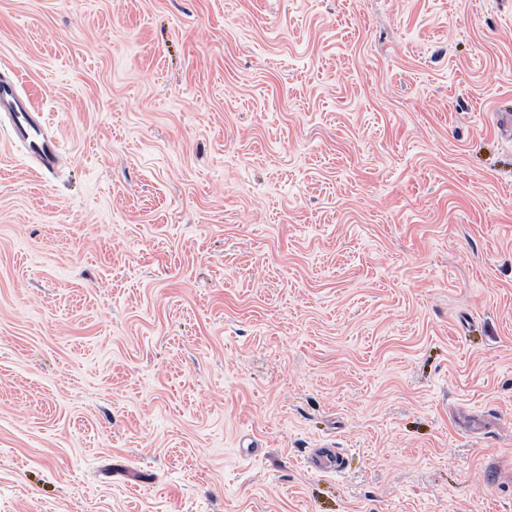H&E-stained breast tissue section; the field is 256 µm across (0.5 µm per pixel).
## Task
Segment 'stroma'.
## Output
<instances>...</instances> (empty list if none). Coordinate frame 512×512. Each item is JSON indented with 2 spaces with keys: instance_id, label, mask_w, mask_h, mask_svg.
Instances as JSON below:
<instances>
[{
  "instance_id": "35a3bbf8",
  "label": "stroma",
  "mask_w": 512,
  "mask_h": 512,
  "mask_svg": "<svg viewBox=\"0 0 512 512\" xmlns=\"http://www.w3.org/2000/svg\"><path fill=\"white\" fill-rule=\"evenodd\" d=\"M0 61L62 145L0 139V512H512V0H0ZM307 463L322 472H339L342 469L343 457L334 445H325V448H314L307 457Z\"/></svg>"
}]
</instances>
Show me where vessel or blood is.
I'll use <instances>...</instances> for the list:
<instances>
[{
  "instance_id": "obj_1",
  "label": "vessel or blood",
  "mask_w": 512,
  "mask_h": 512,
  "mask_svg": "<svg viewBox=\"0 0 512 512\" xmlns=\"http://www.w3.org/2000/svg\"><path fill=\"white\" fill-rule=\"evenodd\" d=\"M0 117L8 122V142L24 152L36 171L55 173L61 157L58 134L45 124L17 81L5 76L0 77ZM307 461L323 472L341 471L343 465L340 451L331 445L312 449Z\"/></svg>"
}]
</instances>
